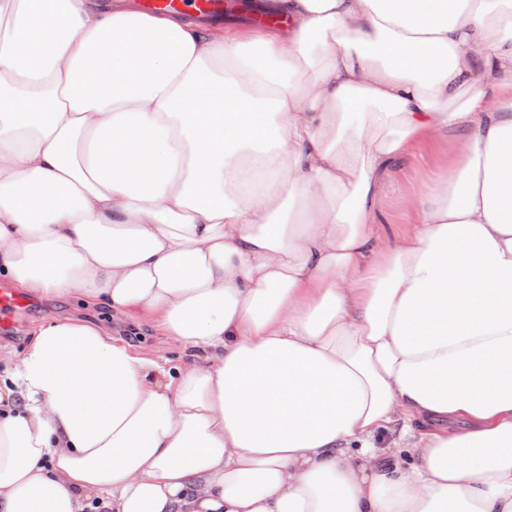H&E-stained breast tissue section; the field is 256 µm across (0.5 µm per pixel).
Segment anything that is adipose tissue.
Wrapping results in <instances>:
<instances>
[{"instance_id": "obj_1", "label": "adipose tissue", "mask_w": 512, "mask_h": 512, "mask_svg": "<svg viewBox=\"0 0 512 512\" xmlns=\"http://www.w3.org/2000/svg\"><path fill=\"white\" fill-rule=\"evenodd\" d=\"M264 6L0 0V276L185 351L39 324L0 512H512V0ZM192 1L195 9L199 13L208 15H220L224 13L223 0H141L139 5L152 11H179Z\"/></svg>"}]
</instances>
